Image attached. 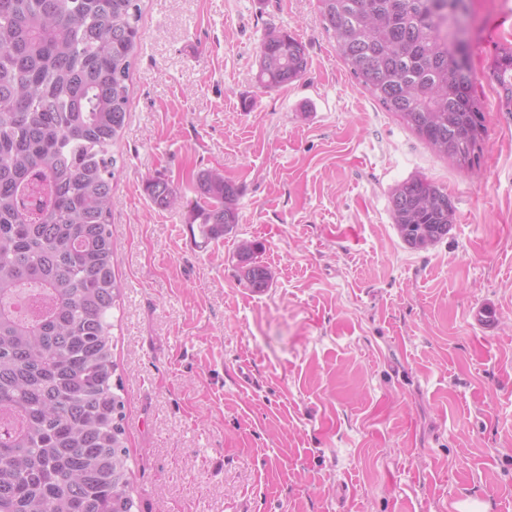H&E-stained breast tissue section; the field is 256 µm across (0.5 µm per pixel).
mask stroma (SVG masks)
<instances>
[{
	"instance_id": "stroma-1",
	"label": "stroma",
	"mask_w": 512,
	"mask_h": 512,
	"mask_svg": "<svg viewBox=\"0 0 512 512\" xmlns=\"http://www.w3.org/2000/svg\"><path fill=\"white\" fill-rule=\"evenodd\" d=\"M470 5L487 132L460 168L351 75L317 0H141L112 187L139 512H512V103L492 71L512 0ZM273 30L302 41L307 69L266 90ZM203 170L240 187V222L200 247ZM415 175L457 214L424 250L389 212ZM153 177L180 202L151 204ZM244 239L263 244L264 291L242 276Z\"/></svg>"
}]
</instances>
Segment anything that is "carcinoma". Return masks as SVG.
<instances>
[{
    "mask_svg": "<svg viewBox=\"0 0 512 512\" xmlns=\"http://www.w3.org/2000/svg\"><path fill=\"white\" fill-rule=\"evenodd\" d=\"M323 28L365 89L460 167L485 134L470 60L467 0H317ZM140 0H0V512H134L125 403L113 381V152L130 108ZM257 80L274 90L307 68L303 43L271 32ZM492 69L512 100V46ZM190 202L204 242L240 221V188L198 173ZM151 203L179 201L146 181ZM395 228L422 249L448 235L456 209L424 176L389 197ZM260 244L237 257L256 291Z\"/></svg>",
    "mask_w": 512,
    "mask_h": 512,
    "instance_id": "obj_1",
    "label": "carcinoma"
}]
</instances>
